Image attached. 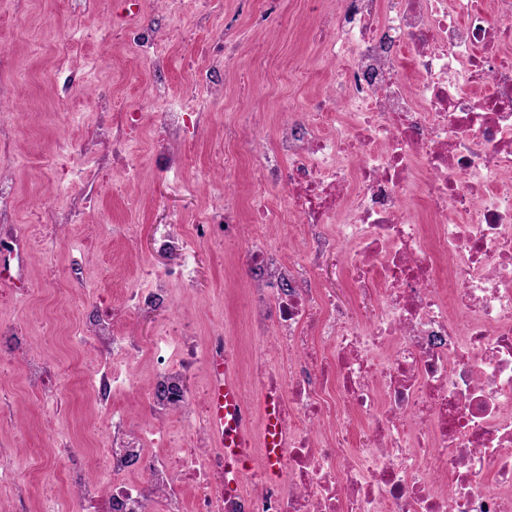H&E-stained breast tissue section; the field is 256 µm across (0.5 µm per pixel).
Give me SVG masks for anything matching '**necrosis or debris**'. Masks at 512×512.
I'll return each mask as SVG.
<instances>
[{"instance_id": "1", "label": "necrosis or debris", "mask_w": 512, "mask_h": 512, "mask_svg": "<svg viewBox=\"0 0 512 512\" xmlns=\"http://www.w3.org/2000/svg\"><path fill=\"white\" fill-rule=\"evenodd\" d=\"M197 26L224 59L195 70L174 102L156 46L179 30L156 18L138 32L160 154L195 131L204 104L223 101L236 59L237 33ZM315 40L334 92L293 105L268 150L240 113L208 161L254 174L262 205L237 252L251 281L244 314L251 334L300 356L293 369L258 367L254 380L286 438L281 478L264 463L265 422L243 399L256 463L244 486L226 489L232 462L204 447L211 416L186 379L199 365L211 377L235 366L238 349L220 328L200 341L166 326L152 347L150 428L131 430L113 410L111 433L83 457L115 477L104 493L83 490L102 496L103 512H512V0H340ZM240 221L234 201L194 229L231 243ZM275 224L291 226L304 261L267 242ZM157 245L173 263L122 305L99 304L95 346L136 352L114 325L173 286L191 288L181 238ZM335 253L345 301L317 283L321 258ZM83 382L107 407L118 385L136 384L116 365ZM175 414L185 425L174 449Z\"/></svg>"}]
</instances>
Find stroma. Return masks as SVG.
<instances>
[{"instance_id": "obj_1", "label": "stroma", "mask_w": 512, "mask_h": 512, "mask_svg": "<svg viewBox=\"0 0 512 512\" xmlns=\"http://www.w3.org/2000/svg\"><path fill=\"white\" fill-rule=\"evenodd\" d=\"M124 8L123 0H25L22 10L28 33L13 49L21 70L0 73V95L5 98L6 108L0 117L6 122L16 155L23 158L35 151L49 152L61 141L73 145L74 167L88 168L96 160L109 167L107 179H85L64 195L57 191L45 169L32 168L21 161L4 170L12 202L0 203V224H33L43 217L47 220L46 231L57 240L49 254L40 246L23 248L14 261V282L0 281V292L15 295L13 305L0 306V322L22 321L29 328L24 335L0 334V356L11 363L0 373V413L6 418L0 426V448L8 449L27 478L24 493L30 512H40L42 482L48 475L61 478L62 497L76 502L74 486L65 480L70 468L65 450L85 447L84 424H95L104 433L112 422L111 413L98 408L92 395L78 392L61 371L62 366L74 360L92 368L108 359L93 344L72 346L67 340L71 328H89L95 296L118 300L127 289L146 287L141 271L148 266H162L168 260L158 251L157 240L169 225L194 224L200 213L221 207L226 187H233L238 197H249V169L229 177L218 171L205 178L199 175L225 122L242 110L261 113L260 137L267 143L275 125L286 119L291 100H309L331 87L330 68L311 39L315 19L307 14L302 0H283L281 23L274 29L258 25L256 10L240 8L237 0H224L223 12L215 14L212 21L220 25L232 15L241 27L247 28L241 58H248L259 47L278 56L282 65L289 68L302 55L319 72V84L306 86L282 78L270 93L266 90L269 79L261 73H249L244 80L236 74L228 75L225 102L204 111L193 139L171 147L174 156L187 155L194 160L193 167L184 170L181 186L172 187L158 176L149 147L153 131L147 125L137 145L139 175L126 182L123 190L114 191L112 183L123 180L124 170L117 158L96 148V97L105 90L118 102L136 105L143 115H150L154 109L147 94L152 81L147 60L139 57L133 45L117 44L112 39V23ZM72 26L93 30L94 35L92 46L70 53L66 60L67 73L81 80L75 96L67 101L60 94L55 58L45 50L34 52L33 46L39 43L45 47ZM204 42L205 34L199 30L193 34L191 44L167 45L168 83L173 96H180L192 71L202 65ZM117 66L134 67L137 81H114L112 70ZM183 248L194 260V292L174 291L171 297L146 309L136 321L116 327L117 336L141 346L139 353L121 361L123 371L137 378V387L121 389L114 398L135 428L149 424L143 404L154 363L147 347L159 325L179 320L204 339L216 321H223L226 334L233 336L243 352V365L235 370L234 377L244 389H250L252 365L278 356L269 337L246 333L238 301L248 283L236 270L233 245L217 249L189 232L183 237ZM69 262L75 265L73 279L55 283L52 265ZM50 317L58 319L60 330L54 340L46 342L39 331L42 322ZM40 355L60 370V407L52 416L45 413L24 380L25 359Z\"/></svg>"}]
</instances>
